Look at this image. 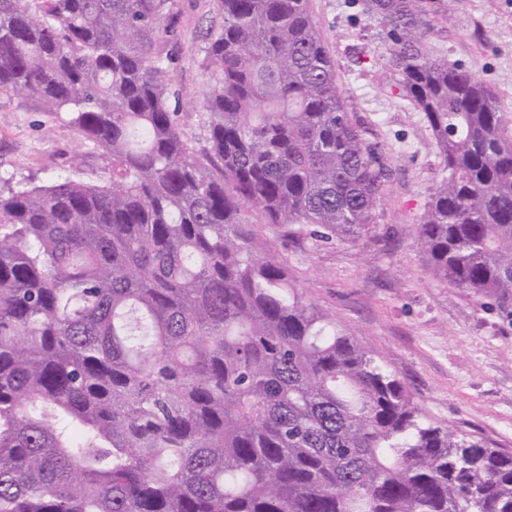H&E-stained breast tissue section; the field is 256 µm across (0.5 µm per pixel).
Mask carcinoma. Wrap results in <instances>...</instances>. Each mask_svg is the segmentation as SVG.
Wrapping results in <instances>:
<instances>
[{
  "label": "carcinoma",
  "instance_id": "carcinoma-1",
  "mask_svg": "<svg viewBox=\"0 0 512 512\" xmlns=\"http://www.w3.org/2000/svg\"><path fill=\"white\" fill-rule=\"evenodd\" d=\"M457 0H352L446 175L427 275L512 312V113L430 50ZM175 0H0V94L111 166L0 179V512H512V452L430 419L282 241L357 243L392 178L310 0H215L208 137L179 122Z\"/></svg>",
  "mask_w": 512,
  "mask_h": 512
}]
</instances>
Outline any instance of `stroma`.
I'll return each instance as SVG.
<instances>
[{
	"instance_id": "1",
	"label": "stroma",
	"mask_w": 512,
	"mask_h": 512,
	"mask_svg": "<svg viewBox=\"0 0 512 512\" xmlns=\"http://www.w3.org/2000/svg\"><path fill=\"white\" fill-rule=\"evenodd\" d=\"M175 3L179 120L200 148L207 136L205 77L196 55L216 9L214 0ZM311 8L350 107L385 148L394 178L367 244L307 239L289 249L293 283L341 325L362 333L430 418L512 451V316L429 278L416 244L428 196L444 175L432 132L399 93L379 27L356 18L349 0H311ZM428 45L494 87L501 109L512 113V0H459ZM76 153L82 156L76 179L100 183L108 158L82 139L67 113L43 111L34 98L0 95L1 178L31 176L43 184Z\"/></svg>"
}]
</instances>
